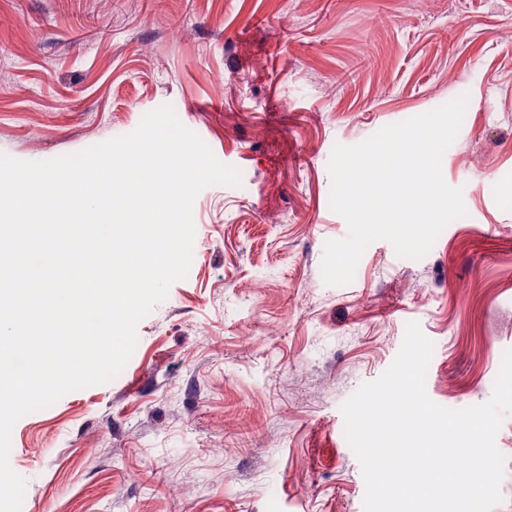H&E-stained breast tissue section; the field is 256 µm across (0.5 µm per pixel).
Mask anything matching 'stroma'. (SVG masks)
<instances>
[{"mask_svg": "<svg viewBox=\"0 0 512 512\" xmlns=\"http://www.w3.org/2000/svg\"><path fill=\"white\" fill-rule=\"evenodd\" d=\"M442 158L464 217L421 259L369 245L326 285L335 144L461 94ZM171 105L238 187L112 381L22 417V512H363L341 406L434 344L436 404L487 402L512 348V0H0V153L72 154Z\"/></svg>", "mask_w": 512, "mask_h": 512, "instance_id": "1", "label": "stroma"}]
</instances>
